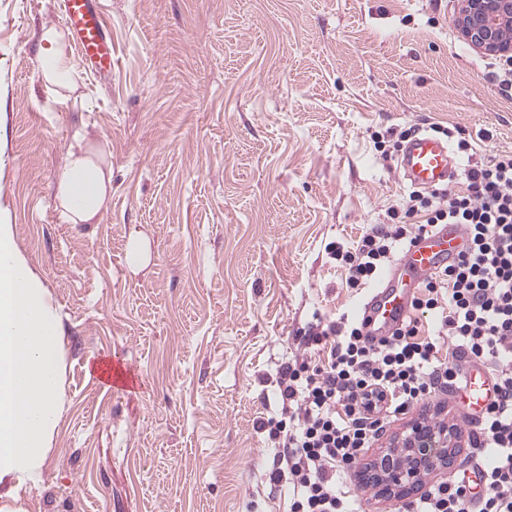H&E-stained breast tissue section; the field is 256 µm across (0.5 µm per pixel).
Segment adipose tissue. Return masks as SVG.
<instances>
[{
  "mask_svg": "<svg viewBox=\"0 0 512 512\" xmlns=\"http://www.w3.org/2000/svg\"><path fill=\"white\" fill-rule=\"evenodd\" d=\"M35 69L43 86L73 110L85 107L66 32H37ZM53 193L65 224H96L112 198L108 143L75 132ZM64 330L42 277L21 252L13 224L0 219V512H24L23 499L42 480L64 411Z\"/></svg>",
  "mask_w": 512,
  "mask_h": 512,
  "instance_id": "adipose-tissue-1",
  "label": "adipose tissue"
}]
</instances>
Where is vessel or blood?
I'll use <instances>...</instances> for the list:
<instances>
[{
  "label": "vessel or blood",
  "mask_w": 512,
  "mask_h": 512,
  "mask_svg": "<svg viewBox=\"0 0 512 512\" xmlns=\"http://www.w3.org/2000/svg\"><path fill=\"white\" fill-rule=\"evenodd\" d=\"M61 13L77 54L94 61L98 70L111 69L112 51L105 25L91 0H62ZM397 166L411 186L429 191L448 185L456 177L455 158L447 142L427 133L417 134L402 147ZM461 243L459 226L449 224L421 237L404 253L360 306V314L367 320L372 336L389 334L410 315L411 300L418 285L452 261ZM492 391L485 367L470 366L465 390L459 397L468 422H477Z\"/></svg>",
  "instance_id": "vessel-or-blood-1"
}]
</instances>
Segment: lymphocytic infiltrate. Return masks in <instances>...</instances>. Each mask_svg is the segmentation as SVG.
Here are the masks:
<instances>
[{
  "mask_svg": "<svg viewBox=\"0 0 512 512\" xmlns=\"http://www.w3.org/2000/svg\"><path fill=\"white\" fill-rule=\"evenodd\" d=\"M467 186L411 191L330 259L358 291L377 281L421 236L459 225L457 259L430 274L411 315L376 339L362 320L309 324L317 362L284 364L278 386L290 413L265 423L274 447L271 485L288 483V512H361L354 468L386 426L420 402L453 392L468 364L490 373L496 397L472 440L478 471L430 486L402 512H512V152L476 163Z\"/></svg>",
  "mask_w": 512,
  "mask_h": 512,
  "instance_id": "f902f5d3",
  "label": "lymphocytic infiltrate"
}]
</instances>
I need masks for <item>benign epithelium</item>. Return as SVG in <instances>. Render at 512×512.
I'll return each mask as SVG.
<instances>
[{
  "instance_id": "benign-epithelium-1",
  "label": "benign epithelium",
  "mask_w": 512,
  "mask_h": 512,
  "mask_svg": "<svg viewBox=\"0 0 512 512\" xmlns=\"http://www.w3.org/2000/svg\"><path fill=\"white\" fill-rule=\"evenodd\" d=\"M454 23L470 47L512 63V0H456ZM455 453L453 428L417 420L369 461L367 476L384 493L401 496L431 473L451 467Z\"/></svg>"
}]
</instances>
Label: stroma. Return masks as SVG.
I'll use <instances>...</instances> for the list:
<instances>
[{"label":"stroma","instance_id":"stroma-1","mask_svg":"<svg viewBox=\"0 0 512 512\" xmlns=\"http://www.w3.org/2000/svg\"><path fill=\"white\" fill-rule=\"evenodd\" d=\"M112 72L70 111L33 66L60 0H0V209L65 329L66 411L26 512H288L270 489L281 365L300 331L367 296L325 251L411 185L372 132L465 128L470 160L512 151V91L459 36L450 0H98ZM111 146L97 224L60 223L52 184L76 129ZM150 259L131 264L134 241ZM134 374L126 386L103 371ZM475 426L440 396L399 416Z\"/></svg>","mask_w":512,"mask_h":512}]
</instances>
